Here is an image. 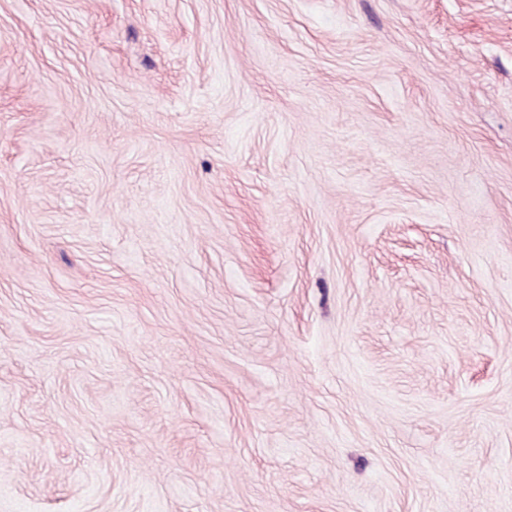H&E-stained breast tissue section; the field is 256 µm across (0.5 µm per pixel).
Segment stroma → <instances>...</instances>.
I'll return each instance as SVG.
<instances>
[{"mask_svg": "<svg viewBox=\"0 0 512 512\" xmlns=\"http://www.w3.org/2000/svg\"><path fill=\"white\" fill-rule=\"evenodd\" d=\"M0 512H512V0H0Z\"/></svg>", "mask_w": 512, "mask_h": 512, "instance_id": "35a3bbf8", "label": "stroma"}]
</instances>
